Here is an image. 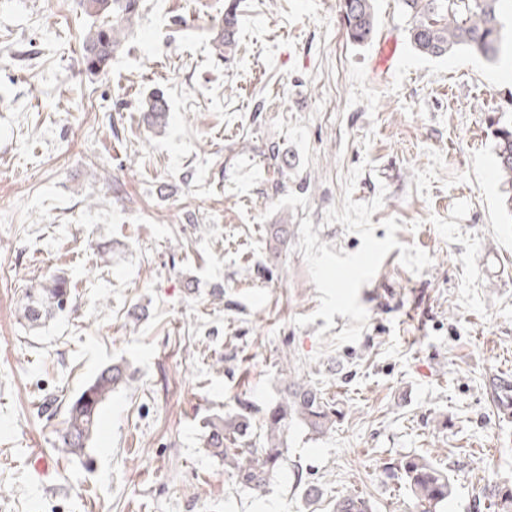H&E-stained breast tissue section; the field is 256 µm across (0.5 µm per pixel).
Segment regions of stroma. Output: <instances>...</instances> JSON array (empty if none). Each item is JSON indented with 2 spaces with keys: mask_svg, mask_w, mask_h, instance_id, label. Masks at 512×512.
<instances>
[{
  "mask_svg": "<svg viewBox=\"0 0 512 512\" xmlns=\"http://www.w3.org/2000/svg\"><path fill=\"white\" fill-rule=\"evenodd\" d=\"M141 4L90 75L82 0H0V512H333L350 493L421 512L393 471L408 455L452 476L442 512H498L512 214L488 174L512 72L418 54L398 0H374L362 46L338 0ZM156 90L159 132L141 112ZM60 273L68 306L29 328L24 289ZM121 361L134 379L88 457L59 453L67 402ZM291 380L336 415L323 434L290 418L259 497L208 454L204 422L247 402L261 424ZM143 121L153 128H164L167 123V99L161 93L149 96L142 105Z\"/></svg>",
  "mask_w": 512,
  "mask_h": 512,
  "instance_id": "stroma-1",
  "label": "stroma"
}]
</instances>
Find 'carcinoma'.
<instances>
[{"label":"carcinoma","instance_id":"carcinoma-1","mask_svg":"<svg viewBox=\"0 0 512 512\" xmlns=\"http://www.w3.org/2000/svg\"><path fill=\"white\" fill-rule=\"evenodd\" d=\"M86 12L95 17L83 43L81 59L85 70L104 71L115 53L123 27L138 14L139 0H83ZM405 19V37L420 54L445 58L465 51L495 63L502 53L512 50L508 40V22L512 0H400ZM341 17L350 40L371 42L376 33L372 0H339ZM236 19L229 11L224 16V58L234 49ZM143 121L153 128L167 123V99L156 92L142 105ZM495 154L502 185L501 202L512 213V120H506L495 132ZM72 296L70 281L51 276L25 289L22 317L31 326H39L57 311L63 310ZM130 380L128 366L113 363L89 382L67 407L60 435L61 451L85 455L100 419L102 409L114 389ZM335 414L321 391L305 382L290 381L284 397L266 410L259 444H247L253 432L249 412L242 410L216 416L205 422V447L212 456L224 460L232 469L235 482L260 494L278 469L286 462L284 448L288 420L298 416L312 431L321 433ZM401 479L423 512H438L453 492L450 475L420 455H411L396 465ZM335 512H372L364 498L348 496L336 503Z\"/></svg>","mask_w":512,"mask_h":512}]
</instances>
